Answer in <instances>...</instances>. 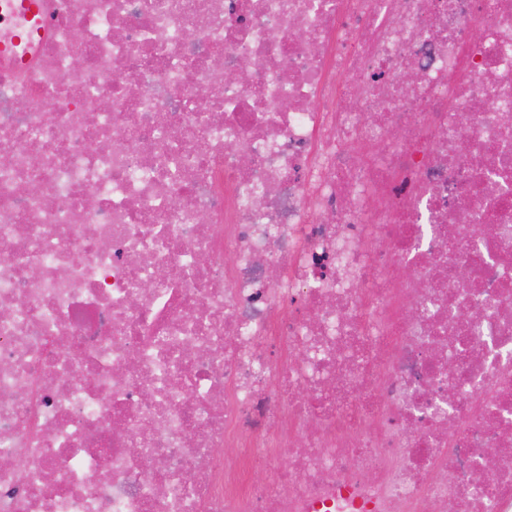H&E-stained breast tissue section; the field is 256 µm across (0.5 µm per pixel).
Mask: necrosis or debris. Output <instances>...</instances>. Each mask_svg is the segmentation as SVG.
<instances>
[{
  "mask_svg": "<svg viewBox=\"0 0 512 512\" xmlns=\"http://www.w3.org/2000/svg\"><path fill=\"white\" fill-rule=\"evenodd\" d=\"M46 17L0 20V512H512V0Z\"/></svg>",
  "mask_w": 512,
  "mask_h": 512,
  "instance_id": "1",
  "label": "necrosis or debris"
}]
</instances>
